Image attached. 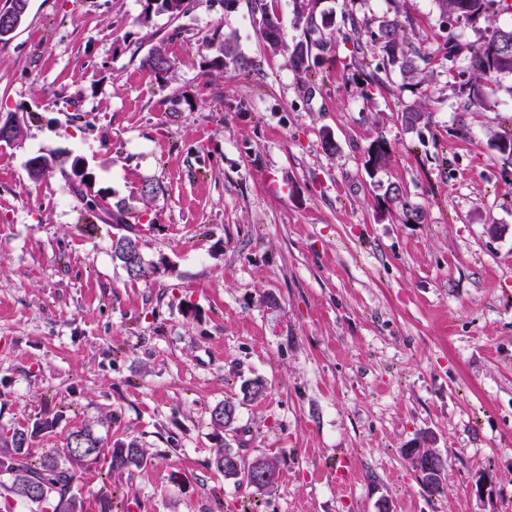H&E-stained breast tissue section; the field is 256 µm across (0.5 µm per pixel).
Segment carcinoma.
<instances>
[{"mask_svg": "<svg viewBox=\"0 0 512 512\" xmlns=\"http://www.w3.org/2000/svg\"><path fill=\"white\" fill-rule=\"evenodd\" d=\"M252 2L254 8L262 14L263 40L270 48H278L284 38L279 18L266 12L263 0ZM317 2L318 0H296V24L313 26L311 6ZM436 2L441 14L475 22L497 15L502 0ZM192 3L193 0H148L147 8L155 6L173 17H179L191 9ZM371 43L379 52L380 64L377 71L387 73L397 70L408 80H422L430 53L428 49L418 47L405 38L403 26L398 20L383 22L378 32L371 35ZM326 46L327 41L322 38H308L296 42L289 52V66L297 74H308L311 70L313 49L323 51ZM145 64L160 80L166 79L172 69L170 61L159 48L150 52ZM467 72L470 80L464 83V86L467 90L468 106L477 109L490 107L494 95L492 78L499 74H512V27L493 30L491 36L471 54ZM367 154L368 164L374 169L387 163L390 148L385 140H375L368 147ZM137 248L139 245L136 238L122 235L112 244L113 259L124 267L130 252ZM264 389L265 385L260 379L244 382L240 387L241 401H254L260 398ZM236 413L237 404L234 401L226 400L217 404L211 412L213 427L218 431H224V425L236 422ZM54 425L55 419L46 417L35 429H16L0 443V477L8 478L6 482L0 480V488L18 503H34L39 506L56 498L58 503L54 512H83L82 503L70 495L78 470L105 459L110 470L123 471L132 466H140L147 457L146 450L134 442L116 444L107 450L103 449L99 437L86 425L69 432L62 449L50 450L40 458V462L33 463L31 445L36 430H47ZM231 454L233 451L226 444L217 448L211 461V466L226 478L236 476L234 472L224 471V457ZM33 486L41 491V497L36 501L27 494L28 488Z\"/></svg>", "mask_w": 512, "mask_h": 512, "instance_id": "carcinoma-1", "label": "carcinoma"}]
</instances>
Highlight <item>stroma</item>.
<instances>
[{"label":"stroma","instance_id":"35a3bbf8","mask_svg":"<svg viewBox=\"0 0 512 512\" xmlns=\"http://www.w3.org/2000/svg\"><path fill=\"white\" fill-rule=\"evenodd\" d=\"M266 9L276 51L251 0L180 17L30 0L0 42V114L26 117L0 145V435L49 413L34 456L87 424L104 447L146 448L141 467L82 471L85 512L104 495L125 512H512V161L492 141L512 134V74L485 110L467 108L461 77L512 12L465 23L435 0H319L309 32L295 0ZM392 19L431 53L422 84L367 80L370 34ZM308 36L329 45L307 77L287 47ZM158 46L164 81L143 65ZM377 139L391 158L374 171ZM49 153L61 171L32 181L27 161ZM77 157L93 215L67 188ZM391 184L421 222L385 200ZM117 212L152 278L113 260ZM257 378L235 433L216 431L213 407ZM224 443L275 459V488L211 469ZM409 448L446 459L443 493ZM254 2V9L261 11L262 14V29L261 35L266 44L272 48H278L284 38V33L278 17L266 12L263 0H252Z\"/></svg>","mask_w":512,"mask_h":512}]
</instances>
